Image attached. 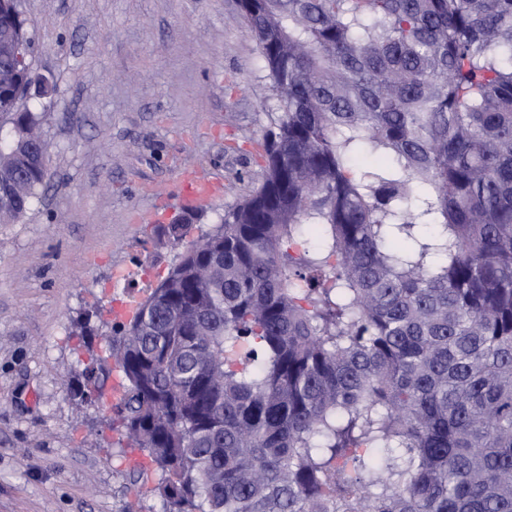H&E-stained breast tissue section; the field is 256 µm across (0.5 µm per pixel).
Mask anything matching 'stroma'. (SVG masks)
<instances>
[{
    "label": "stroma",
    "instance_id": "stroma-1",
    "mask_svg": "<svg viewBox=\"0 0 512 512\" xmlns=\"http://www.w3.org/2000/svg\"><path fill=\"white\" fill-rule=\"evenodd\" d=\"M34 67L57 86L47 185L0 224V512H157L129 474L142 453L108 428L112 382L69 385L116 311L168 272L146 218L175 190L176 160L222 178L194 235L262 180L255 139L269 80L235 0H23ZM100 336L86 346V312Z\"/></svg>",
    "mask_w": 512,
    "mask_h": 512
}]
</instances>
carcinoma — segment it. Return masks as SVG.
<instances>
[{
    "label": "carcinoma",
    "instance_id": "carcinoma-1",
    "mask_svg": "<svg viewBox=\"0 0 512 512\" xmlns=\"http://www.w3.org/2000/svg\"><path fill=\"white\" fill-rule=\"evenodd\" d=\"M236 6L273 91L262 182L107 338L112 424L160 512H512V0ZM9 40L0 224L39 200L52 99L26 100L53 92L22 0Z\"/></svg>",
    "mask_w": 512,
    "mask_h": 512
}]
</instances>
